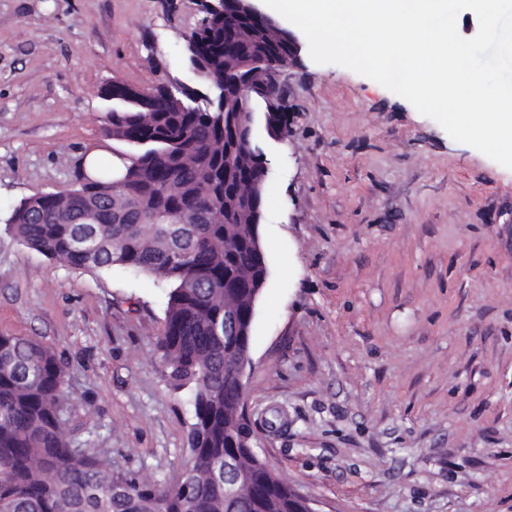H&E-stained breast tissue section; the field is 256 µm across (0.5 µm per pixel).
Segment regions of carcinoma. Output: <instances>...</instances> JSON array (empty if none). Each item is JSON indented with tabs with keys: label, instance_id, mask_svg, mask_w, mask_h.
I'll return each mask as SVG.
<instances>
[{
	"label": "carcinoma",
	"instance_id": "1",
	"mask_svg": "<svg viewBox=\"0 0 512 512\" xmlns=\"http://www.w3.org/2000/svg\"><path fill=\"white\" fill-rule=\"evenodd\" d=\"M197 36L206 60L200 78L210 85L245 50L288 60L285 34L257 32L232 8ZM102 121L107 135L132 147L115 155L123 168L25 200L6 231L70 268L132 270L169 286L155 346L171 388L190 392L187 444L197 451L183 471L190 493L115 473L75 442L64 418L70 402L64 360L36 339L1 334L0 512H306L291 486L252 457L243 458L241 495L224 499V455L234 452L227 432L242 429L224 370V308L248 318L249 285L267 270L265 258L253 253L249 226L224 222V198L249 196L257 165L224 178V113L175 111L159 87L117 102ZM120 180L118 211L112 183ZM90 209L103 223H76ZM170 210L205 219L178 231L151 223L153 213Z\"/></svg>",
	"mask_w": 512,
	"mask_h": 512
}]
</instances>
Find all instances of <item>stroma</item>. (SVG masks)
<instances>
[{
    "mask_svg": "<svg viewBox=\"0 0 512 512\" xmlns=\"http://www.w3.org/2000/svg\"><path fill=\"white\" fill-rule=\"evenodd\" d=\"M204 0H0V335L68 364L65 413L113 470L180 477L193 421L154 342L168 289L13 239L21 200L73 187L110 82L209 88L185 37ZM246 411L317 512H512V169L308 51L279 70ZM282 419L267 427L274 414Z\"/></svg>",
    "mask_w": 512,
    "mask_h": 512,
    "instance_id": "1",
    "label": "stroma"
}]
</instances>
